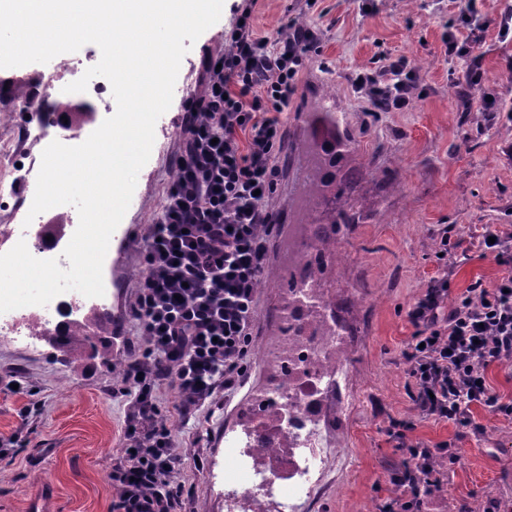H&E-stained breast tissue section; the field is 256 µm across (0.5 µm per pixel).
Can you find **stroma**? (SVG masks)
<instances>
[{"label": "stroma", "instance_id": "stroma-1", "mask_svg": "<svg viewBox=\"0 0 512 512\" xmlns=\"http://www.w3.org/2000/svg\"><path fill=\"white\" fill-rule=\"evenodd\" d=\"M252 6L254 26L269 38L279 33L284 9L293 6L298 23L319 33L299 76L298 90L281 121V168L272 200L277 222L268 235L267 267L274 275L257 290L253 344L266 340L278 325L284 294L277 270L283 260L285 231L299 217L302 168L297 145L305 129L297 121L312 111L324 89L329 105L344 113L356 151V163L337 166L343 176L337 209L353 221L336 236L338 258L319 283L333 302L336 328L353 358L335 393L336 409L327 421L334 441L325 456L313 512H382L395 494L391 472L403 457L387 430L391 422L412 426V441H447L456 456L441 461L442 491L427 501L425 512H482L495 500L512 512V419L478 409L483 432L424 418L417 410L407 374L405 349L415 328L407 312L438 271L436 244L447 237L456 262L450 294L458 296L475 282L492 283L502 273L478 244L482 225L512 224V120L482 112L484 98L512 107V41L502 42L488 28L480 49L482 80L471 111L458 110L451 83L463 60L448 57L445 30L460 20L453 0H377L370 14L358 0H224L220 20L208 28L183 57L170 108L155 125L151 156L140 170L130 206L122 220L126 241L111 246L103 266L107 301L96 311H76L73 295L57 296V320L66 324L92 317L102 320L115 340L108 354L86 353L74 359L44 340L34 345L0 333V377L20 376L25 390H0V437H23L8 461L0 462V512H31L44 497L42 512H112L118 489L112 470L122 460L125 401L118 395L122 376L114 366L126 362V342L140 336L129 318L139 278L144 237L161 209L175 176L174 157L187 102L203 88L201 62L223 52L238 13ZM408 58L424 76L420 97L404 112H376L352 84L356 73L381 68L387 58ZM101 58L97 45L70 53L66 63L50 61L0 70L12 87L0 88V144L14 139L19 113L10 111L12 89L42 83L59 85L80 78ZM245 385L213 411L191 420L180 414V397L159 396V419L170 426L181 456L184 486L177 512H225L221 472L224 434L239 428L252 392L264 383L266 365L255 353L245 359ZM27 420H20L22 408Z\"/></svg>", "mask_w": 512, "mask_h": 512}]
</instances>
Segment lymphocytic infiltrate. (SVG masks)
<instances>
[{
	"label": "lymphocytic infiltrate",
	"mask_w": 512,
	"mask_h": 512,
	"mask_svg": "<svg viewBox=\"0 0 512 512\" xmlns=\"http://www.w3.org/2000/svg\"><path fill=\"white\" fill-rule=\"evenodd\" d=\"M458 10L463 27L444 32L445 50L477 59L488 22L477 0H459ZM318 40L313 28L294 24L276 39L259 36L247 10L223 53L202 62L204 92L183 114L176 175L142 253L144 273L132 313L144 346L134 350L122 377L129 451L112 471L118 488L112 512H175L181 457L171 429L157 419L158 392L176 389L187 416L239 384L267 235L276 223L270 202L280 175V116ZM422 82L420 71L401 56L381 70L359 72L353 86L382 111L403 112ZM479 243L504 274L488 286L475 283L453 303L447 275L431 277L408 310L416 332L406 350L420 414L475 432L482 426L473 407L512 415V403L487 379L489 366L512 360V225H483ZM396 438L406 463L391 474L397 494L384 510L422 512L415 481L441 490L433 461L452 456L453 448L447 442L411 445L402 430Z\"/></svg>",
	"instance_id": "obj_1"
}]
</instances>
